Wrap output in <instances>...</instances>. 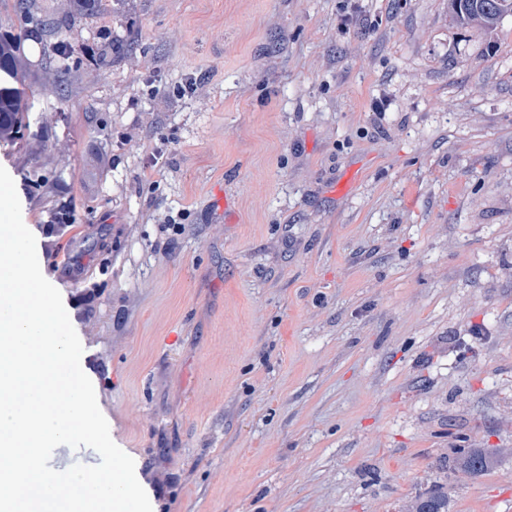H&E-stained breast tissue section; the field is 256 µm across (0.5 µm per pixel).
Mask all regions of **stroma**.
I'll use <instances>...</instances> for the list:
<instances>
[{"label": "stroma", "mask_w": 512, "mask_h": 512, "mask_svg": "<svg viewBox=\"0 0 512 512\" xmlns=\"http://www.w3.org/2000/svg\"><path fill=\"white\" fill-rule=\"evenodd\" d=\"M59 2L0 166L152 512H512V15ZM63 2L62 15L65 19L93 14L112 5V0H64Z\"/></svg>", "instance_id": "1"}]
</instances>
